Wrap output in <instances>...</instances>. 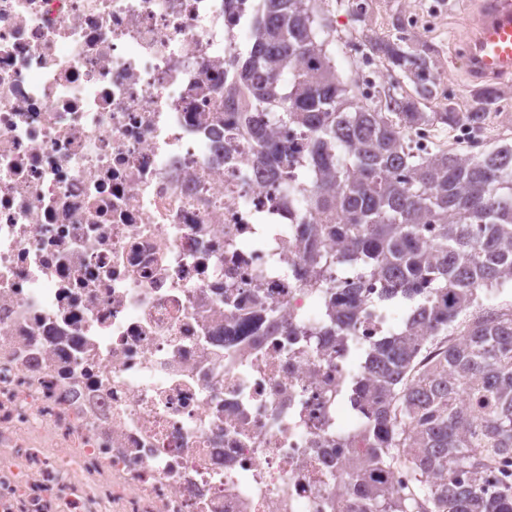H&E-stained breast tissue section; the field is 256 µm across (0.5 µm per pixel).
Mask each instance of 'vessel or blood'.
Returning a JSON list of instances; mask_svg holds the SVG:
<instances>
[{
	"mask_svg": "<svg viewBox=\"0 0 512 512\" xmlns=\"http://www.w3.org/2000/svg\"><path fill=\"white\" fill-rule=\"evenodd\" d=\"M463 62L475 85L512 74V0H477Z\"/></svg>",
	"mask_w": 512,
	"mask_h": 512,
	"instance_id": "obj_1",
	"label": "vessel or blood"
}]
</instances>
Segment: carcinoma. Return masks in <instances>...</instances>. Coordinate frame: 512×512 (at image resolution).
Returning <instances> with one entry per match:
<instances>
[{
  "label": "carcinoma",
  "instance_id": "1",
  "mask_svg": "<svg viewBox=\"0 0 512 512\" xmlns=\"http://www.w3.org/2000/svg\"><path fill=\"white\" fill-rule=\"evenodd\" d=\"M260 2L236 82L208 92L249 117L259 162L286 179L288 196L307 200L323 225L315 232L347 248L338 256L311 245L310 282L337 291L315 335H334L336 350L346 349L337 332L354 328L364 305L357 286L333 275L340 262L356 267L357 280L379 274L424 328L368 343L369 373L351 394L374 447L355 461L347 490L372 512H512V483L487 490L448 482L450 470L482 474L512 457V308L482 307L460 339L448 338L482 289L512 283V144L464 156L422 153L407 139L409 129L434 123L479 129L498 95L485 89L464 111H425L436 97L433 50L399 36L370 43L392 76L381 107L354 104L321 37L332 29L313 0ZM406 78L412 94L403 91ZM277 123L308 138L309 154L298 157L275 138ZM309 170L319 174L312 183ZM425 346L435 358L420 368ZM401 458L413 479L408 496L370 479Z\"/></svg>",
  "mask_w": 512,
  "mask_h": 512
}]
</instances>
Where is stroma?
I'll return each mask as SVG.
<instances>
[{
  "label": "stroma",
  "mask_w": 512,
  "mask_h": 512,
  "mask_svg": "<svg viewBox=\"0 0 512 512\" xmlns=\"http://www.w3.org/2000/svg\"><path fill=\"white\" fill-rule=\"evenodd\" d=\"M365 10L356 14L353 0H326L324 15L330 21L333 32L327 47L335 61L336 70L347 84H354L357 61L349 53L356 41L395 39V23L405 11L425 16L427 10H439L435 24L423 25L415 36L416 42L430 45L434 50L432 67L445 74L449 85L455 87L458 109L469 107L478 88L473 85L457 52L459 45L469 34V22L475 9V0H362Z\"/></svg>",
  "instance_id": "35a3bbf8"
}]
</instances>
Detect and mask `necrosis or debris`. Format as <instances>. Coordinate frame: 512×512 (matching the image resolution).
Segmentation results:
<instances>
[{"label": "necrosis or debris", "mask_w": 512, "mask_h": 512, "mask_svg": "<svg viewBox=\"0 0 512 512\" xmlns=\"http://www.w3.org/2000/svg\"><path fill=\"white\" fill-rule=\"evenodd\" d=\"M257 7L0 0V512H370L306 201L201 110Z\"/></svg>", "instance_id": "1"}]
</instances>
